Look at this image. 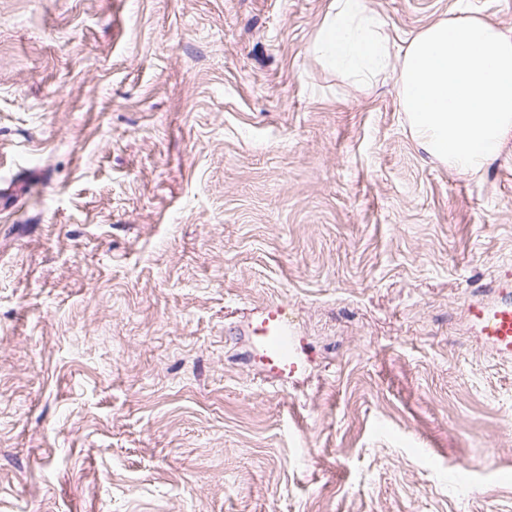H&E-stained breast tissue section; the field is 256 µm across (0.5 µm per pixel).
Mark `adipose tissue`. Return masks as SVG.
I'll list each match as a JSON object with an SVG mask.
<instances>
[{
	"instance_id": "obj_1",
	"label": "adipose tissue",
	"mask_w": 512,
	"mask_h": 512,
	"mask_svg": "<svg viewBox=\"0 0 512 512\" xmlns=\"http://www.w3.org/2000/svg\"><path fill=\"white\" fill-rule=\"evenodd\" d=\"M313 50L356 85L396 74L414 137L449 168L478 173L512 135V36L483 19L430 24L398 56L366 0H333Z\"/></svg>"
}]
</instances>
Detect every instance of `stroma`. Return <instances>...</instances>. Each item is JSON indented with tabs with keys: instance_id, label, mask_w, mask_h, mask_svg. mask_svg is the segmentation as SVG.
<instances>
[{
	"instance_id": "stroma-1",
	"label": "stroma",
	"mask_w": 512,
	"mask_h": 512,
	"mask_svg": "<svg viewBox=\"0 0 512 512\" xmlns=\"http://www.w3.org/2000/svg\"><path fill=\"white\" fill-rule=\"evenodd\" d=\"M367 4L396 48L512 33ZM331 6L0 0V512H512V357L464 312L512 268V137L430 157L394 77L315 58ZM282 310L269 312L257 327L263 361L269 373L288 377L299 370L298 340L283 324Z\"/></svg>"
}]
</instances>
